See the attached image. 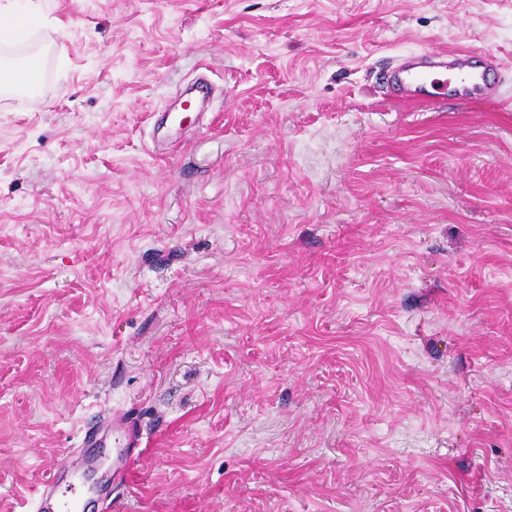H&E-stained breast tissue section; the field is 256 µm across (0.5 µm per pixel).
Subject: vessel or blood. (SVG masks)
<instances>
[{
	"instance_id": "b4317fda",
	"label": "vessel or blood",
	"mask_w": 512,
	"mask_h": 512,
	"mask_svg": "<svg viewBox=\"0 0 512 512\" xmlns=\"http://www.w3.org/2000/svg\"><path fill=\"white\" fill-rule=\"evenodd\" d=\"M386 81L411 97L434 95L475 103L498 96L485 67L478 62L474 50L466 46L457 47L447 55L434 52L415 55L393 68ZM60 478L57 472L50 476L33 500L30 512H84L87 500L95 492L92 484L81 480L58 494L54 488Z\"/></svg>"
}]
</instances>
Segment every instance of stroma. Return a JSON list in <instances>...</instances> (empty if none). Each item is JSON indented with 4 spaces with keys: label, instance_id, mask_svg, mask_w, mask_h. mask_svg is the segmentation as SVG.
<instances>
[{
    "label": "stroma",
    "instance_id": "1",
    "mask_svg": "<svg viewBox=\"0 0 512 512\" xmlns=\"http://www.w3.org/2000/svg\"><path fill=\"white\" fill-rule=\"evenodd\" d=\"M0 512H512V0H0ZM466 45L501 95L385 76ZM208 67L200 127H154ZM45 62L46 60L42 55L38 58H34L31 62V67L34 69V76L30 79L22 80V82L17 86L16 91L34 94L42 89L47 79ZM20 85L24 87L23 90L19 89ZM61 472H55L43 485V491L33 500L31 512H84L86 502L98 487H93L86 480L72 483L61 495L54 493L53 487L58 484Z\"/></svg>",
    "mask_w": 512,
    "mask_h": 512
}]
</instances>
